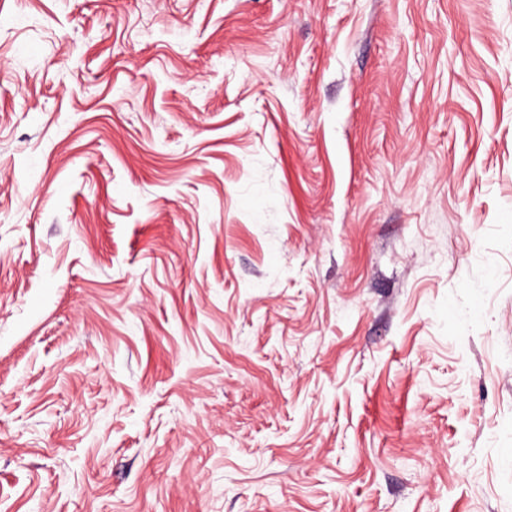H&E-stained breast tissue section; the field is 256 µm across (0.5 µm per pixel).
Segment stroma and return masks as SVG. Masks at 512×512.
I'll return each mask as SVG.
<instances>
[{
    "label": "stroma",
    "mask_w": 512,
    "mask_h": 512,
    "mask_svg": "<svg viewBox=\"0 0 512 512\" xmlns=\"http://www.w3.org/2000/svg\"><path fill=\"white\" fill-rule=\"evenodd\" d=\"M0 512H512V0H0Z\"/></svg>",
    "instance_id": "35a3bbf8"
}]
</instances>
